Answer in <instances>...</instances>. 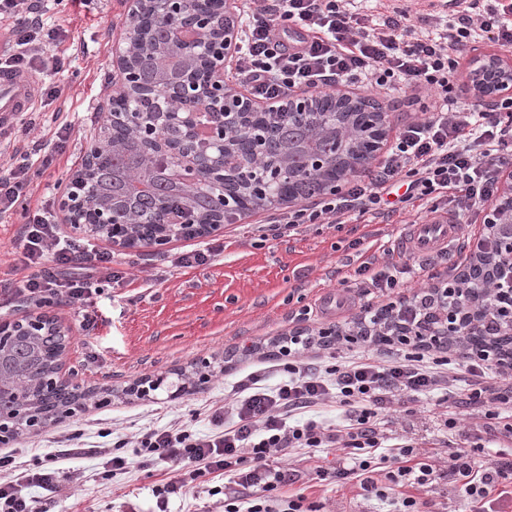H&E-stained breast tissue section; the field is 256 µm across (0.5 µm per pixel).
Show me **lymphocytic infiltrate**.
<instances>
[{"label":"lymphocytic infiltrate","instance_id":"f902f5d3","mask_svg":"<svg viewBox=\"0 0 512 512\" xmlns=\"http://www.w3.org/2000/svg\"><path fill=\"white\" fill-rule=\"evenodd\" d=\"M49 0H0V19H9L4 34L11 52L0 66L59 73L64 62L51 49L59 30L48 24ZM240 49L231 74L237 85L260 99H285L295 91L321 93L357 84L375 92L411 90L420 119L404 124L383 161L367 180L353 179L345 191L325 194L314 206L281 211L266 229L303 224H347L406 209L417 201L446 197L468 205L491 204L499 172L512 164V101L489 108L461 104L454 79L465 49L487 41L512 46V0H451L440 8L432 0H241ZM298 27L306 33L302 47L280 41L279 32ZM71 126L60 122L49 141L22 139L12 160L0 166V217L30 200L35 170H46L66 151ZM14 249L29 273L22 280L0 281V298L30 304L50 300L84 308L100 296L103 282H120L110 251L89 241L61 234L47 205L26 210L14 238ZM54 272H47L46 263ZM442 256L418 262L429 281L412 296L398 294L399 281L390 267L361 262L355 270L361 287L392 296L400 322L415 323L431 308L432 291L447 287L451 270ZM84 266L79 277L66 276ZM379 309L362 305L348 334L282 336L272 341L265 361L282 372L276 387L261 385L258 375L240 382L227 407L210 414L212 430L203 435L193 421L149 428L134 440L114 442L109 464L125 473L130 456L143 464L163 462L173 476L155 487L159 507L182 492L190 480L208 474L224 478V512H301L304 495L284 499L283 486L299 481L294 469H275L273 454L288 449L315 453L339 448L343 454L333 472L320 479L359 485L364 492L399 495L403 512H417L408 489L428 488L449 476L460 483L474 512H498L499 485L512 482V454L497 452L487 463L460 448L447 467L432 463L408 442L388 444L380 416L395 404L413 403L439 390L465 407L495 421L498 433L512 436V373L501 369L493 354L466 349L448 352L429 338L377 336ZM355 344L357 358L310 367L301 350ZM462 359L466 386L454 387V359ZM335 402L340 416L325 424L313 414ZM390 469L378 472V462ZM56 469L17 472L13 454H0V512H50L37 506L31 488L52 487Z\"/></svg>","mask_w":512,"mask_h":512}]
</instances>
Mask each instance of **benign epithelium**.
Segmentation results:
<instances>
[{"instance_id": "1", "label": "benign epithelium", "mask_w": 512, "mask_h": 512, "mask_svg": "<svg viewBox=\"0 0 512 512\" xmlns=\"http://www.w3.org/2000/svg\"><path fill=\"white\" fill-rule=\"evenodd\" d=\"M229 0H125L130 19L144 13L172 16L189 3L197 5L192 25L172 31L170 48L182 59L179 80L159 92L139 80L137 58L152 50L151 36L126 28L122 42L112 50L113 66L124 77L123 91L134 98L133 112H116L107 103L106 120L93 140L97 155L89 156L84 168L70 179L59 196L58 214L73 230L99 235L113 245L136 247L140 221L130 218L112 204L91 200V174L97 157L120 146L113 143L114 125L127 128L141 154L150 159L166 158L165 177L185 197L183 204L166 212V222L154 232L155 247H162L177 235H217L224 229V208L240 205V198L252 211L270 205L265 185L281 182L286 175L303 170L319 178L322 187L335 188L345 175L363 169L382 149L386 137V112L368 107V100L351 91L340 90V109L330 118L317 111L313 97L302 94L288 100L254 98L224 84L225 61L235 34L226 16ZM206 45L207 71L198 78L197 55L192 48ZM469 89L474 100L492 107L502 97L512 96V60L497 53L471 56ZM310 115V126L321 149L302 159L286 157L277 161L266 153L265 125L298 115ZM220 189L212 204L213 215L203 217L188 203L199 184ZM500 194L483 213V228L472 247L468 262L482 261L491 276L481 284L499 286V298L512 303V264L502 256L512 254V167L500 176ZM471 286L461 279L453 287L459 302L448 311L404 326L400 336H434L442 344L448 337L485 336L490 319L485 307L468 303ZM53 330L68 336L69 329L55 315L29 313L21 319L0 322V351L17 336H38ZM67 343H62L53 374L47 383L53 387L74 388L64 373ZM14 383L0 382V445L8 444L20 431L44 424L37 409L27 402L21 378Z\"/></svg>"}]
</instances>
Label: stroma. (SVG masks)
I'll use <instances>...</instances> for the list:
<instances>
[{
  "instance_id": "35a3bbf8",
  "label": "stroma",
  "mask_w": 512,
  "mask_h": 512,
  "mask_svg": "<svg viewBox=\"0 0 512 512\" xmlns=\"http://www.w3.org/2000/svg\"><path fill=\"white\" fill-rule=\"evenodd\" d=\"M48 21L60 28L59 53L64 70L53 78L61 93L43 98L35 114V133L53 129L55 118L68 120L72 133L61 161L34 179L35 199L56 202V183H65L81 168L89 145L103 123L100 110L113 89L112 42L126 25L124 0H55ZM275 212L267 207L225 225L223 253L196 268L176 265L179 253L193 245L190 237L173 239L163 248H114L129 279L104 285L97 303V325L83 329L76 310L54 303L50 313L69 327L65 369L81 389L112 391L106 406L86 410L23 432L10 443L21 468L38 471L50 458H61L63 478L52 490L32 489L36 500L52 503L56 512H154L155 486L166 482L169 468L133 463L127 473L108 476L96 448L146 428L195 418L199 433H209L211 406L223 405L237 381L261 369L258 345L314 323L329 326L330 317L315 313L322 295H337L363 304L361 289L343 288L357 257L377 265L408 264L411 252L392 253L414 221H431L428 212L396 214L387 220L353 224H305L276 237L260 238L257 228ZM361 248H354V241ZM204 393L183 392L199 378ZM159 381L149 396L127 395L133 383ZM415 416L387 411L382 428L391 438L414 443L420 452L447 461L449 452L470 447L474 428L489 429L483 413L466 411L456 428H446L436 396L424 397ZM339 449L324 448L307 462L299 452L270 457L271 466L301 464L305 475L283 496L304 494L317 512H386L387 502L366 497L355 485L318 480L316 472L333 467ZM222 477L209 475L190 483L187 494L169 497L167 512H224ZM420 512H471L472 503L456 483L441 480L414 493Z\"/></svg>"
}]
</instances>
